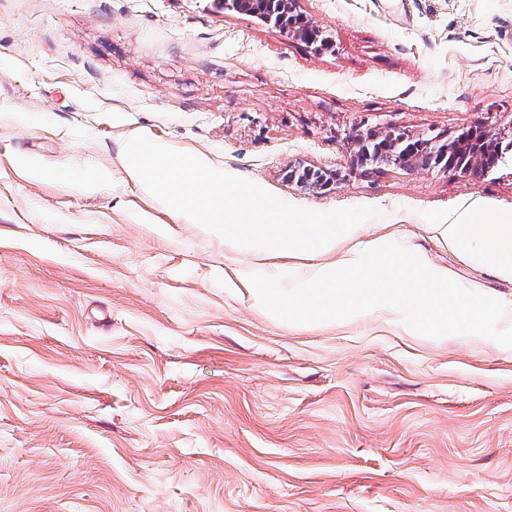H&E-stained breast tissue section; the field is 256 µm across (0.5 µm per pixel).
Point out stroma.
Wrapping results in <instances>:
<instances>
[{
    "label": "stroma",
    "instance_id": "1",
    "mask_svg": "<svg viewBox=\"0 0 512 512\" xmlns=\"http://www.w3.org/2000/svg\"><path fill=\"white\" fill-rule=\"evenodd\" d=\"M297 8L327 49L221 0H0V512H512V348L383 310L284 321L243 277L380 239L512 308V280L439 231L512 218V155L371 173L347 140H512V0ZM138 134L289 204L379 215L323 253L236 246L127 177ZM82 165L111 185L80 190ZM294 165L340 181L302 190Z\"/></svg>",
    "mask_w": 512,
    "mask_h": 512
}]
</instances>
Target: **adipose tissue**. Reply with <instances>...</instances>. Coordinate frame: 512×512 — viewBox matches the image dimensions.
<instances>
[{
    "mask_svg": "<svg viewBox=\"0 0 512 512\" xmlns=\"http://www.w3.org/2000/svg\"><path fill=\"white\" fill-rule=\"evenodd\" d=\"M441 232L486 269L512 279V224L491 223L468 214L442 225Z\"/></svg>",
    "mask_w": 512,
    "mask_h": 512,
    "instance_id": "1",
    "label": "adipose tissue"
}]
</instances>
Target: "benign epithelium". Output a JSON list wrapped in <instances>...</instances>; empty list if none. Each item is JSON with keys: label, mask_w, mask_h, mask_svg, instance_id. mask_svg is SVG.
<instances>
[{"label": "benign epithelium", "mask_w": 512, "mask_h": 512, "mask_svg": "<svg viewBox=\"0 0 512 512\" xmlns=\"http://www.w3.org/2000/svg\"><path fill=\"white\" fill-rule=\"evenodd\" d=\"M224 9L257 17L309 44L320 42V27L311 18L295 13L294 0H224ZM466 134L473 137V141L461 147L440 137L415 140L391 127L381 132L356 127L350 140L366 164L374 163L378 157L383 164L399 165L413 171L432 168L454 171L464 177L491 173L505 153L512 149L511 143L502 145L498 133L491 129L474 128ZM288 179L312 191L327 187L326 178L315 180L296 170L290 171Z\"/></svg>", "instance_id": "obj_1"}]
</instances>
